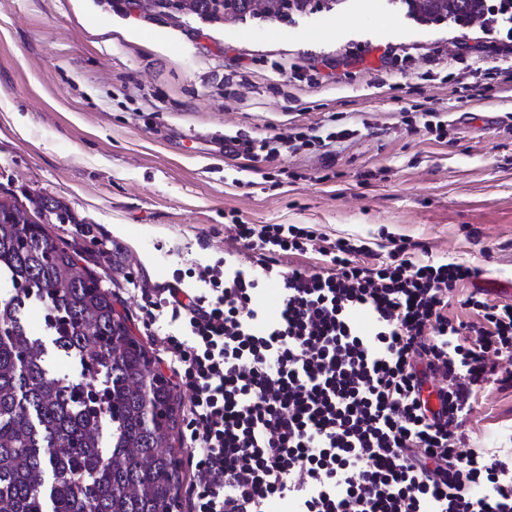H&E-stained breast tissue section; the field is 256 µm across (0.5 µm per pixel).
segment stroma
Here are the masks:
<instances>
[{"label": "stroma", "instance_id": "35a3bbf8", "mask_svg": "<svg viewBox=\"0 0 512 512\" xmlns=\"http://www.w3.org/2000/svg\"><path fill=\"white\" fill-rule=\"evenodd\" d=\"M505 27H425L386 0L233 24L128 0H0V194L70 206L77 223L54 234L105 274L164 373L143 287L255 264L240 223L311 224L322 247L357 238L382 259L405 239L414 259L512 282ZM428 108L445 137L424 129ZM332 119L357 134L298 140ZM279 135L296 141L274 161L247 149ZM463 434L512 457V387L483 384Z\"/></svg>", "mask_w": 512, "mask_h": 512}]
</instances>
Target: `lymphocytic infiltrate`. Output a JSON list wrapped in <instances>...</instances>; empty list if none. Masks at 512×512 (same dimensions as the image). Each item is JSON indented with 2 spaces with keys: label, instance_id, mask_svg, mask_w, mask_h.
I'll return each instance as SVG.
<instances>
[{
  "label": "lymphocytic infiltrate",
  "instance_id": "lymphocytic-infiltrate-1",
  "mask_svg": "<svg viewBox=\"0 0 512 512\" xmlns=\"http://www.w3.org/2000/svg\"><path fill=\"white\" fill-rule=\"evenodd\" d=\"M235 233L258 265L204 266L197 287L175 279L146 305L189 397L190 512H512V468L461 448L475 388L512 385V303L473 294L476 321L450 320L449 291L478 269L415 261L404 240L370 263L364 241L340 238L323 271L284 272L314 226Z\"/></svg>",
  "mask_w": 512,
  "mask_h": 512
}]
</instances>
